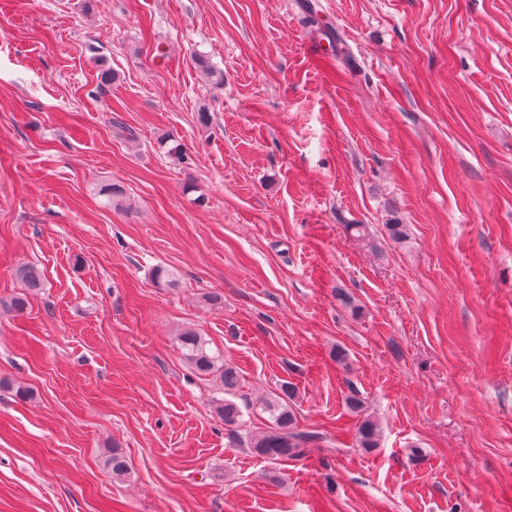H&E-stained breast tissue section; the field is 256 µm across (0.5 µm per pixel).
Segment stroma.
Here are the masks:
<instances>
[{
	"label": "stroma",
	"mask_w": 512,
	"mask_h": 512,
	"mask_svg": "<svg viewBox=\"0 0 512 512\" xmlns=\"http://www.w3.org/2000/svg\"><path fill=\"white\" fill-rule=\"evenodd\" d=\"M0 512H512V0H0ZM179 349L184 360L201 375L217 373L224 391V399L216 406L217 415L225 426L237 427L243 421L244 413L233 400L241 388L242 377L231 365L224 363V356L216 351L211 353L207 340L195 329L186 328L178 336ZM295 396V388L284 383L278 391L271 392L256 403L255 411L267 414L269 425L247 435L246 447L251 453L274 464L306 454L305 447L311 438L295 430L296 421L291 406ZM356 442L359 448L369 451L379 444V429L376 422L366 416L356 423Z\"/></svg>",
	"instance_id": "1"
}]
</instances>
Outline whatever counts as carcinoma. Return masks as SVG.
I'll return each instance as SVG.
<instances>
[{
    "mask_svg": "<svg viewBox=\"0 0 512 512\" xmlns=\"http://www.w3.org/2000/svg\"><path fill=\"white\" fill-rule=\"evenodd\" d=\"M25 287L35 290L42 287L39 270L34 266H24L17 272ZM179 349L184 360L201 375L218 374L224 391V398L216 406L217 415L226 426H238L244 413L234 401L241 388L242 377L231 365L224 363V356L207 348V340L195 329L186 328L178 336ZM296 396L293 386L284 383L279 390L261 398L255 411L268 415L266 428L247 435V449L274 464L288 459H297L306 454L307 434L296 431L292 403ZM356 442L358 447L369 451L378 447L379 429L376 422L366 416L357 421Z\"/></svg>",
    "mask_w": 512,
    "mask_h": 512,
    "instance_id": "1",
    "label": "carcinoma"
}]
</instances>
